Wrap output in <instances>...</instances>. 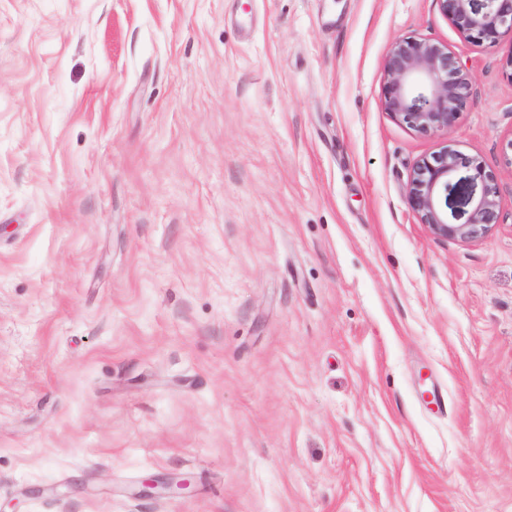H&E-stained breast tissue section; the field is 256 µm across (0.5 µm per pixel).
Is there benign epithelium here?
<instances>
[{"label":"benign epithelium","instance_id":"obj_1","mask_svg":"<svg viewBox=\"0 0 512 512\" xmlns=\"http://www.w3.org/2000/svg\"><path fill=\"white\" fill-rule=\"evenodd\" d=\"M459 36L480 51L512 36V0H437ZM382 105L401 123L424 134L449 131L470 99L471 75L448 45L404 38L385 60ZM407 202L421 223L441 239L467 242L487 234L499 221L500 201L493 172L472 165L445 147L417 163ZM186 480L142 481L139 494L180 493Z\"/></svg>","mask_w":512,"mask_h":512}]
</instances>
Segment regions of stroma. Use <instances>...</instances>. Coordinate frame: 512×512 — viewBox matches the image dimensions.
<instances>
[{
	"instance_id": "obj_1",
	"label": "stroma",
	"mask_w": 512,
	"mask_h": 512,
	"mask_svg": "<svg viewBox=\"0 0 512 512\" xmlns=\"http://www.w3.org/2000/svg\"><path fill=\"white\" fill-rule=\"evenodd\" d=\"M407 37L472 77L450 131L382 106ZM447 145L497 178L469 242L407 203ZM0 512H512V40L437 0H0ZM189 487L187 480H167L159 481L157 479L148 478L142 481L141 489L138 493L142 496H150L163 490L169 494L180 493Z\"/></svg>"
}]
</instances>
